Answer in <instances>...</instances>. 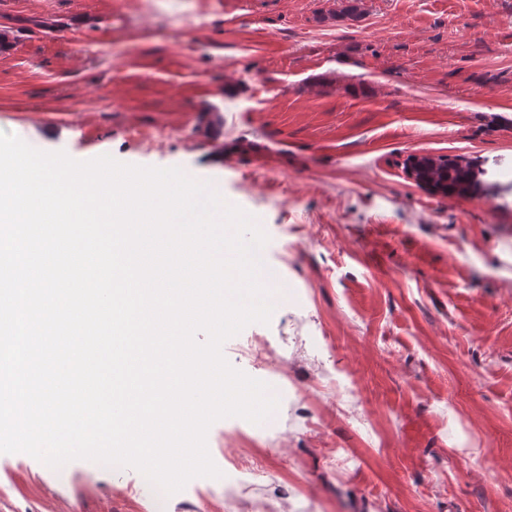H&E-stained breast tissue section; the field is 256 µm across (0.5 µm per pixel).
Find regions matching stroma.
<instances>
[{"label":"stroma","mask_w":512,"mask_h":512,"mask_svg":"<svg viewBox=\"0 0 512 512\" xmlns=\"http://www.w3.org/2000/svg\"><path fill=\"white\" fill-rule=\"evenodd\" d=\"M12 0L0 132L178 167L253 215L287 300L223 348L277 411L216 421L277 512H512V0ZM411 155L484 172L431 193ZM133 468L0 454V512H142ZM170 512H240L197 477Z\"/></svg>","instance_id":"stroma-1"}]
</instances>
